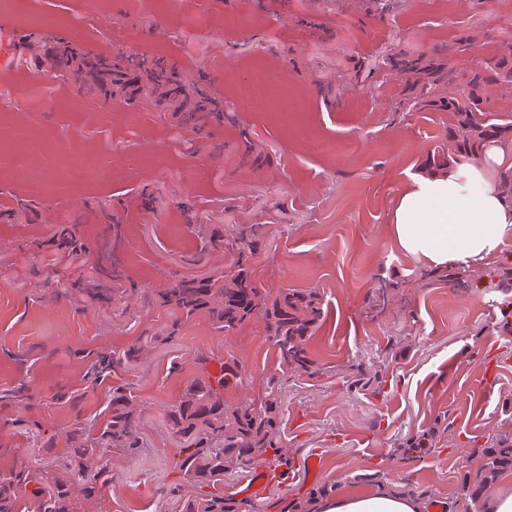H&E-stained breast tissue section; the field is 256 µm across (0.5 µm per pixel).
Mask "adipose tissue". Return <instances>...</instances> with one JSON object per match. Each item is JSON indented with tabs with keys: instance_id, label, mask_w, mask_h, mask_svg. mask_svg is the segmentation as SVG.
I'll return each mask as SVG.
<instances>
[{
	"instance_id": "ef3b65f1",
	"label": "adipose tissue",
	"mask_w": 512,
	"mask_h": 512,
	"mask_svg": "<svg viewBox=\"0 0 512 512\" xmlns=\"http://www.w3.org/2000/svg\"><path fill=\"white\" fill-rule=\"evenodd\" d=\"M512 142L485 145L478 163L413 176L390 214L393 245L434 271L467 272L497 260L512 233V198L500 188ZM317 512H425L422 500L385 487L333 489Z\"/></svg>"
}]
</instances>
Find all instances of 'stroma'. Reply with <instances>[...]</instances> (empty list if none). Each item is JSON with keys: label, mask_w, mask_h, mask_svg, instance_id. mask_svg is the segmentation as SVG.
Masks as SVG:
<instances>
[{"label": "stroma", "mask_w": 512, "mask_h": 512, "mask_svg": "<svg viewBox=\"0 0 512 512\" xmlns=\"http://www.w3.org/2000/svg\"><path fill=\"white\" fill-rule=\"evenodd\" d=\"M228 13L252 22L225 27ZM464 35L470 45L459 44ZM511 40L512 16L494 0H390L386 9L378 0H145L137 10L125 0H18L0 12V66L9 74L0 94V389L25 382L32 417L56 435L49 454L23 433L0 446L55 461L67 431L100 426L113 385L128 383L146 409L148 446L114 457L109 510L173 512L158 494L179 480L163 409L198 354L231 356L244 370L232 400L280 393L279 440L291 468L257 491V467L225 474L226 494L282 512L323 487L384 485L436 512H480L462 486L496 438L512 437V288L448 286L391 242L395 201L453 123L445 111L399 106L406 76L396 56L446 59L461 72ZM65 45L162 58L184 90L214 101L217 116L201 129L146 96H110L54 59ZM260 63L300 99L303 122L245 98ZM13 154L36 157L49 174L70 166L83 177L32 197ZM70 224L105 238L124 225L118 259L156 287L175 273L223 267V252L191 225H261L258 286L323 297L326 316L310 341L322 375L280 364L262 321L224 334L200 315L142 366L88 388L76 349L123 347L173 314L138 298L116 317L107 303L83 309L44 295L42 276L72 275L58 247ZM382 280L392 290L376 315L369 301ZM63 388L84 393L79 407L57 400ZM422 438L429 451L410 450ZM313 454L322 459L314 475Z\"/></svg>", "instance_id": "obj_1"}]
</instances>
